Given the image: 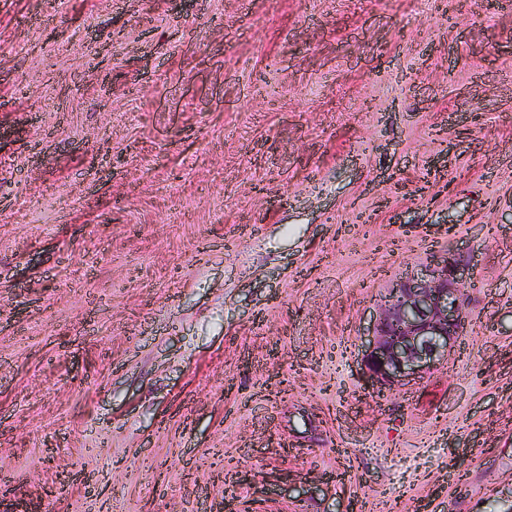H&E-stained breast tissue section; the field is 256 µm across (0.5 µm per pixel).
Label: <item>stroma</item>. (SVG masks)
I'll use <instances>...</instances> for the list:
<instances>
[{"label":"stroma","instance_id":"obj_1","mask_svg":"<svg viewBox=\"0 0 512 512\" xmlns=\"http://www.w3.org/2000/svg\"><path fill=\"white\" fill-rule=\"evenodd\" d=\"M468 269L446 362L361 376ZM512 512V0H0V512ZM426 272L393 286L375 318L362 364L378 391L431 373L465 328L466 277L438 258Z\"/></svg>","mask_w":512,"mask_h":512}]
</instances>
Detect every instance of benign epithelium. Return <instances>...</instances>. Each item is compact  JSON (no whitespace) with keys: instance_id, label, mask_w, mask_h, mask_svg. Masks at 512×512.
I'll use <instances>...</instances> for the list:
<instances>
[{"instance_id":"7a95c632","label":"benign epithelium","mask_w":512,"mask_h":512,"mask_svg":"<svg viewBox=\"0 0 512 512\" xmlns=\"http://www.w3.org/2000/svg\"><path fill=\"white\" fill-rule=\"evenodd\" d=\"M467 279L448 262L432 259L427 273L393 286L372 326L362 358L376 389H393L431 373L462 334Z\"/></svg>"}]
</instances>
